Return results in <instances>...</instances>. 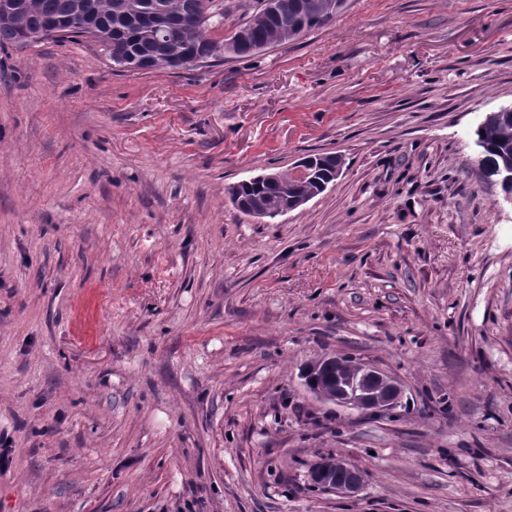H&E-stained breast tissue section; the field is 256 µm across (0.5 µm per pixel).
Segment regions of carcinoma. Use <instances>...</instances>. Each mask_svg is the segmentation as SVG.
<instances>
[{"label": "carcinoma", "instance_id": "cac0c4a2", "mask_svg": "<svg viewBox=\"0 0 512 512\" xmlns=\"http://www.w3.org/2000/svg\"><path fill=\"white\" fill-rule=\"evenodd\" d=\"M19 7L0 19V49L26 46L27 34L52 29L61 36H89L104 46L120 41L127 56L117 62L124 68L167 69L180 67L185 56L209 58L224 43L246 33L251 48L232 54L245 56L269 46L289 42L325 25L334 17L330 0H258L255 14L241 23L225 41L209 37L224 20L223 0H14ZM88 14L95 21L90 31L79 23ZM474 135L482 148L488 176L512 174V112H501L478 126ZM308 175L297 179L274 171L258 180H242L229 187L231 202L246 214L274 219L294 210L326 190L342 172L345 160L338 153L310 154L302 159ZM318 387L336 385V368L323 367L311 374Z\"/></svg>", "mask_w": 512, "mask_h": 512}]
</instances>
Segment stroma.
Listing matches in <instances>:
<instances>
[{
	"mask_svg": "<svg viewBox=\"0 0 512 512\" xmlns=\"http://www.w3.org/2000/svg\"><path fill=\"white\" fill-rule=\"evenodd\" d=\"M509 103L512 0H347L175 70L0 49V512H512V204L473 136ZM325 152L296 210L228 199ZM324 356L401 406L319 402ZM301 162L308 171L306 177L297 179L288 171H274L264 174V179L242 180L229 187L231 202L243 214L275 219L325 191L345 164L338 153L310 154ZM331 465L318 462L313 467L310 478L318 487L327 492L354 496L363 487L364 476L344 460L335 457Z\"/></svg>",
	"mask_w": 512,
	"mask_h": 512,
	"instance_id": "obj_1",
	"label": "stroma"
}]
</instances>
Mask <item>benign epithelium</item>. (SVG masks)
I'll return each mask as SVG.
<instances>
[{
	"mask_svg": "<svg viewBox=\"0 0 512 512\" xmlns=\"http://www.w3.org/2000/svg\"><path fill=\"white\" fill-rule=\"evenodd\" d=\"M315 363H332L343 374L332 389L309 390L316 399L366 414L392 412L401 406L402 387L388 373L363 362L352 364L337 356L322 357ZM310 478L322 490L348 497L357 494L364 484V476L339 457L329 465L316 463Z\"/></svg>",
	"mask_w": 512,
	"mask_h": 512,
	"instance_id": "benign-epithelium-1",
	"label": "benign epithelium"
}]
</instances>
